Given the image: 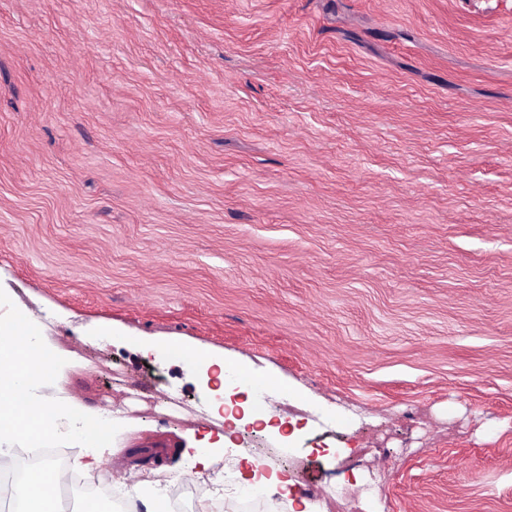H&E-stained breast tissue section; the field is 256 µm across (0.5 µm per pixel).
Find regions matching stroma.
I'll list each match as a JSON object with an SVG mask.
<instances>
[{"instance_id": "stroma-1", "label": "stroma", "mask_w": 512, "mask_h": 512, "mask_svg": "<svg viewBox=\"0 0 512 512\" xmlns=\"http://www.w3.org/2000/svg\"><path fill=\"white\" fill-rule=\"evenodd\" d=\"M0 288L151 472L266 390L315 512H512V0H0Z\"/></svg>"}]
</instances>
